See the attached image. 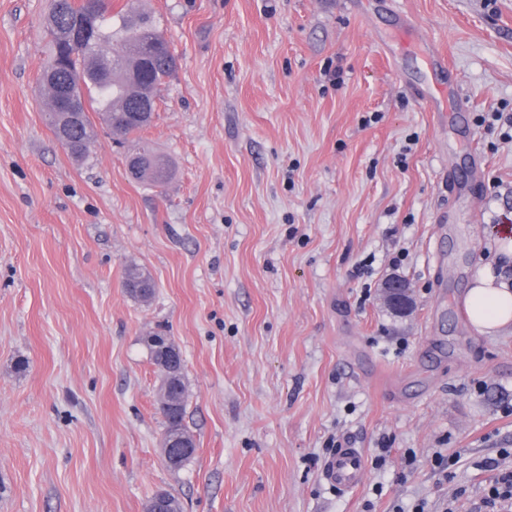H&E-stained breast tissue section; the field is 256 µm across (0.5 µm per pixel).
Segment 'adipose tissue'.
I'll return each mask as SVG.
<instances>
[{
  "label": "adipose tissue",
  "instance_id": "obj_1",
  "mask_svg": "<svg viewBox=\"0 0 512 512\" xmlns=\"http://www.w3.org/2000/svg\"><path fill=\"white\" fill-rule=\"evenodd\" d=\"M466 307L479 332H493L511 325L512 279L492 266H484L467 292Z\"/></svg>",
  "mask_w": 512,
  "mask_h": 512
}]
</instances>
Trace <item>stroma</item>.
<instances>
[{"label": "stroma", "mask_w": 512, "mask_h": 512, "mask_svg": "<svg viewBox=\"0 0 512 512\" xmlns=\"http://www.w3.org/2000/svg\"><path fill=\"white\" fill-rule=\"evenodd\" d=\"M51 0H0V512H470L512 449V325L464 299L512 229V0H112L179 57L134 180L96 123L75 160L47 127ZM446 56L430 69L396 15ZM460 92L433 112L425 92ZM139 264L155 295L123 289ZM404 280L414 307L382 299ZM171 336L196 451L163 462ZM382 468L343 496L329 437ZM448 458L447 472L433 459ZM134 153L138 157V165L136 170L131 172L136 180L146 182L154 187H164L169 183L172 172L167 160L156 156L152 148L140 145L139 142L134 145L129 158Z\"/></svg>", "instance_id": "obj_1"}]
</instances>
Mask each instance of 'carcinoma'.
<instances>
[{"mask_svg": "<svg viewBox=\"0 0 512 512\" xmlns=\"http://www.w3.org/2000/svg\"><path fill=\"white\" fill-rule=\"evenodd\" d=\"M85 4L78 0H53L52 10L47 23L49 37V55L43 67L42 75H55L63 81L79 75L82 84L79 94L83 97L85 107H89L101 116L112 130V135L123 142L134 143L138 165L133 172L135 179L154 187L167 185L172 177L169 162L157 155L153 149L138 144L141 133L151 124L159 93L166 80L178 68V57L170 48L169 42L149 13L110 14L109 9H102L90 22L92 35L81 50L72 52L61 39V31L69 26L85 22ZM117 55L112 67V80L102 82L98 78L101 65L105 64L104 49ZM131 66L141 74V81L131 85L125 78L122 66ZM146 99L149 108L145 112L135 111L138 100ZM75 143L68 153L76 159H85L89 155L90 145L94 139V123L89 112L83 113V121L73 131ZM124 280L135 284L136 289L130 296L145 303L154 296L151 277L136 265L125 269ZM144 342L152 360H157L173 346L170 337L154 333L145 337ZM170 405L176 409V417L161 411L165 417V433L179 430L188 438H193L184 419L187 407V389H179L159 395L158 406Z\"/></svg>", "mask_w": 512, "mask_h": 512, "instance_id": "cac0c4a2", "label": "carcinoma"}]
</instances>
